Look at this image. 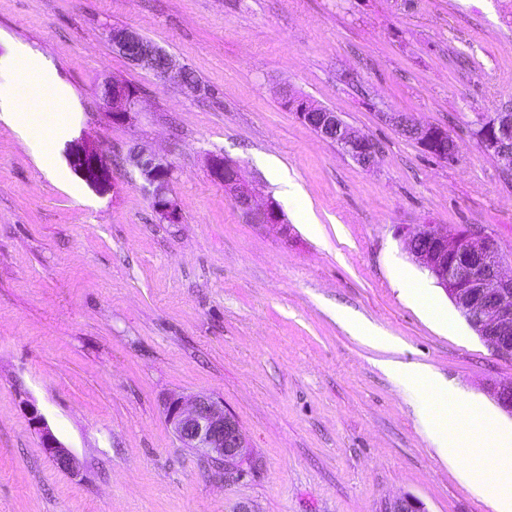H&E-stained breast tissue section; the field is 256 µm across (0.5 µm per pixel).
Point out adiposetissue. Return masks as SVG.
Here are the masks:
<instances>
[{
  "instance_id": "ef3b65f1",
  "label": "adipose tissue",
  "mask_w": 512,
  "mask_h": 512,
  "mask_svg": "<svg viewBox=\"0 0 512 512\" xmlns=\"http://www.w3.org/2000/svg\"><path fill=\"white\" fill-rule=\"evenodd\" d=\"M15 54L25 60V73L21 83H0V118L26 127L29 142L45 162L59 129L50 118L32 123L24 104L34 100L63 112L69 108L71 93L57 82L49 64L29 48H16ZM384 367L392 376L429 391L431 400L421 406L420 413L440 452L459 448L492 449L498 459V471L486 489L495 512H512V428H494L492 417L480 408L477 400L461 398L428 367L394 360L386 361Z\"/></svg>"
}]
</instances>
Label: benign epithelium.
<instances>
[{
  "instance_id": "7a95c632",
  "label": "benign epithelium",
  "mask_w": 512,
  "mask_h": 512,
  "mask_svg": "<svg viewBox=\"0 0 512 512\" xmlns=\"http://www.w3.org/2000/svg\"><path fill=\"white\" fill-rule=\"evenodd\" d=\"M106 37L112 48L133 64L150 69L199 95L206 94L204 87L185 77V69L176 66L167 52L136 30L112 28ZM100 100L112 120L123 122L139 110L141 92L114 78L101 86ZM294 105L298 108V120L322 139L336 144L365 168L375 164L378 156L375 142L354 131L340 113L324 107L316 109L299 99ZM382 117L398 131L415 139L426 152L444 161L455 158L458 144L446 129L423 124L399 112H384ZM473 135L481 148L497 160L503 173L512 172L511 103H502L493 118L479 121ZM68 160L89 186L103 191L111 186L112 172L100 145L75 140L68 144ZM129 161L143 180L142 189L159 222L180 223L181 209L170 189L171 165L159 155L137 148L130 151ZM210 172L214 180L224 185V191L244 216L260 224H285L276 204L256 205L254 189L241 180L234 164L214 156L210 159ZM403 240L414 262L428 270L488 349L499 358L511 359L512 274L504 273L503 259L487 230L479 225L448 228L423 224L403 232ZM494 394L498 405L512 414V380L495 386ZM164 415L181 447L192 448L224 467L226 475L242 473L240 464L245 460L247 439L235 416L225 411L221 402L208 396L192 399L173 396L165 403ZM29 420L54 464L63 471L73 470L74 457L34 407L30 408ZM382 512L425 510L414 499L400 498L386 503Z\"/></svg>"
}]
</instances>
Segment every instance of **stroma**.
Instances as JSON below:
<instances>
[{"label": "stroma", "instance_id": "35a3bbf8", "mask_svg": "<svg viewBox=\"0 0 512 512\" xmlns=\"http://www.w3.org/2000/svg\"><path fill=\"white\" fill-rule=\"evenodd\" d=\"M131 27L194 73L199 96L114 51ZM23 44L71 87L61 138L39 163L0 120V512H492L465 457L436 452L419 389L380 364L431 367L496 407L512 360L495 356L414 263L401 228L480 224L512 269V177L472 136L512 99V0H0V83ZM117 78L141 112L114 123L98 96ZM341 112L379 148L360 166L284 105ZM403 112L453 136L456 161L385 122ZM99 143L104 192L67 145ZM167 159L182 220L159 223L134 147ZM235 164L287 229L247 220L210 173ZM285 177L305 209L284 196ZM423 283L455 331L397 287ZM368 322L389 339L366 343ZM206 395L238 420L242 476L180 447L163 405ZM34 404L72 453L49 458Z\"/></svg>", "mask_w": 512, "mask_h": 512}]
</instances>
